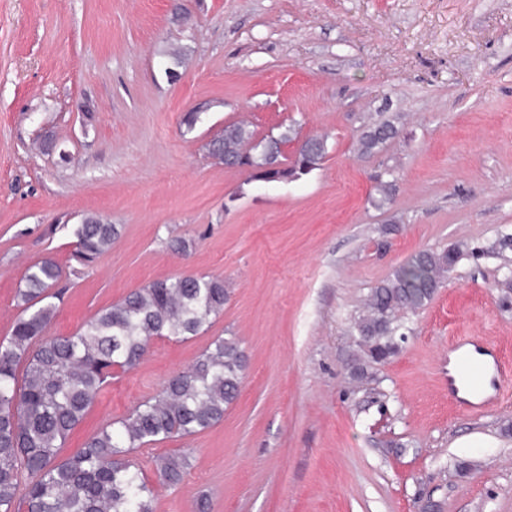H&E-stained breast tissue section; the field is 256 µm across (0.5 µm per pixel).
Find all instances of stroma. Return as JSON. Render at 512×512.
I'll return each mask as SVG.
<instances>
[{
	"label": "stroma",
	"instance_id": "stroma-1",
	"mask_svg": "<svg viewBox=\"0 0 512 512\" xmlns=\"http://www.w3.org/2000/svg\"><path fill=\"white\" fill-rule=\"evenodd\" d=\"M0 0V338L26 270L50 257L67 336L150 282L223 280V312L153 340L68 438L73 453L186 371L217 336L246 367L224 419L155 512H512V380L491 409L448 391L455 337L512 364V0ZM185 51L176 60L172 49ZM199 112L194 127L186 113ZM326 142L321 166L258 182L208 157L225 125ZM397 134L358 155L377 124ZM394 184L384 207L378 182ZM117 225L76 262L75 229ZM173 238L188 252L169 248ZM465 253L406 315L397 355L353 379L352 321L411 256Z\"/></svg>",
	"mask_w": 512,
	"mask_h": 512
}]
</instances>
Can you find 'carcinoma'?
<instances>
[{"label": "carcinoma", "instance_id": "1", "mask_svg": "<svg viewBox=\"0 0 512 512\" xmlns=\"http://www.w3.org/2000/svg\"><path fill=\"white\" fill-rule=\"evenodd\" d=\"M397 134L381 123L357 147L373 154ZM288 128L256 139L243 123L224 126L211 155L249 168L255 180H297L317 169L326 153L308 140L291 169H278ZM115 225L92 216L75 229V259L93 263L115 240ZM463 255L461 246L422 250L371 289L366 311L353 323L355 378L399 351V314L424 308ZM61 267L51 259L30 266L18 290L22 312L0 339V512H154V490L131 458L138 448L203 432L224 419L239 393L245 357L238 344L214 338L193 366L123 418L99 430L68 457L62 448L98 401L112 371L137 364L155 338L187 340L224 310V281L209 276L156 280L99 310L74 334L45 336L56 312ZM160 482L175 486L190 467L189 450L151 460ZM29 482L21 486L22 476Z\"/></svg>", "mask_w": 512, "mask_h": 512}]
</instances>
